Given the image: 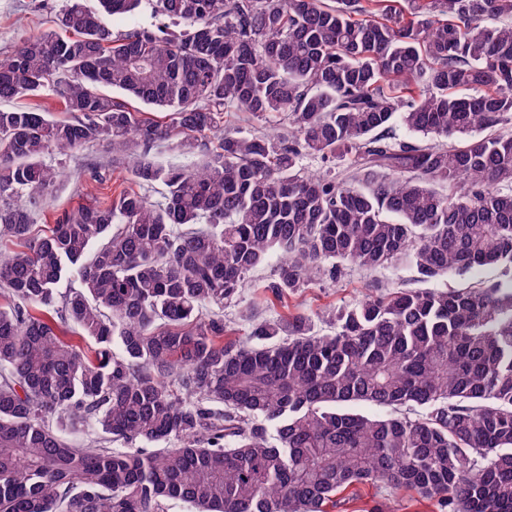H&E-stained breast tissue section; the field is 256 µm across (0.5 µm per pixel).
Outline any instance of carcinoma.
<instances>
[{"label": "carcinoma", "instance_id": "1", "mask_svg": "<svg viewBox=\"0 0 512 512\" xmlns=\"http://www.w3.org/2000/svg\"><path fill=\"white\" fill-rule=\"evenodd\" d=\"M144 3L168 23L112 33ZM509 17L512 0H65L1 56L0 512H336L376 483L512 512ZM45 92L68 118L12 106ZM160 142L198 162H156ZM89 145L108 156L91 180L127 162L159 198L37 224L64 177L46 158ZM274 255L277 298L345 264L405 261L427 287L376 288L327 332L297 313L224 340V305ZM91 426L120 448L66 436ZM302 166L312 173H323L331 170L336 177L343 179L351 174L350 161L344 158H337L334 161L325 162L317 156H305L301 161Z\"/></svg>", "mask_w": 512, "mask_h": 512}]
</instances>
